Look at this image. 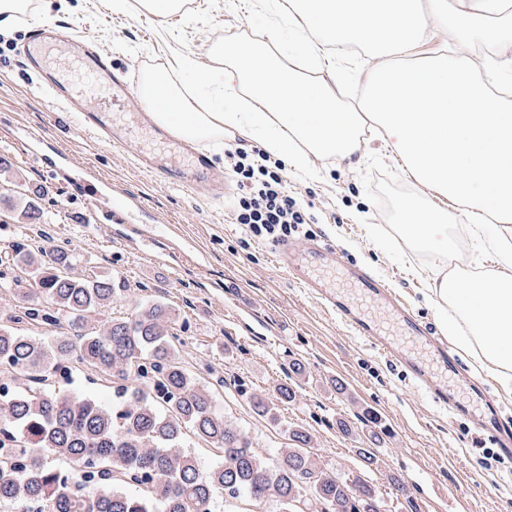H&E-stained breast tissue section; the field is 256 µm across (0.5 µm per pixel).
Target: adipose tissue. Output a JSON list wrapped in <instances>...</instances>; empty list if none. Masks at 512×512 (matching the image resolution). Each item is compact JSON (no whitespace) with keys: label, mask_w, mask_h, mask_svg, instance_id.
Wrapping results in <instances>:
<instances>
[{"label":"adipose tissue","mask_w":512,"mask_h":512,"mask_svg":"<svg viewBox=\"0 0 512 512\" xmlns=\"http://www.w3.org/2000/svg\"><path fill=\"white\" fill-rule=\"evenodd\" d=\"M284 21L269 26L266 41L225 51L215 47L214 67L185 86L150 73L158 88L148 99L161 127L203 149L224 145V130L259 138L272 157L310 174V155L360 164L365 119L389 141L406 173L462 208L493 214L502 271L459 277L465 257L452 258L428 283L425 299L458 350L512 393V101L489 86L487 73L465 49L479 35L512 49V0H291ZM441 26L460 51L436 53L417 65H391L387 54L406 55ZM297 36L299 53L316 61L329 43L347 41L367 56L366 94L358 108L340 100L341 72L328 66L309 79L281 33ZM246 90L261 112H228L223 91ZM400 232L413 245L448 234V213L401 205Z\"/></svg>","instance_id":"adipose-tissue-1"}]
</instances>
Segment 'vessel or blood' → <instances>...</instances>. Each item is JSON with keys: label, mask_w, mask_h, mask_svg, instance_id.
Returning a JSON list of instances; mask_svg holds the SVG:
<instances>
[{"label": "vessel or blood", "mask_w": 512, "mask_h": 512, "mask_svg": "<svg viewBox=\"0 0 512 512\" xmlns=\"http://www.w3.org/2000/svg\"><path fill=\"white\" fill-rule=\"evenodd\" d=\"M24 58L41 74L39 92L50 95L66 112L75 113L79 125L95 140L119 148H133L145 171L164 174L197 195L226 188L218 163L188 144L158 134L163 150L137 143L133 129L145 126V115L132 111L149 96V88L135 77L115 72L92 45L63 34L58 28L36 29L24 48ZM93 77L111 88L112 108L93 107L80 78ZM276 268L345 324L366 346L387 362L405 370L430 401L451 416H466L475 431L489 436L503 456L512 458V414L491 401L482 384L462 370L447 341L436 336L432 325L419 316L389 284L366 268L337 262L325 241L289 240L273 250Z\"/></svg>", "instance_id": "obj_1"}]
</instances>
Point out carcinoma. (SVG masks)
<instances>
[{"mask_svg": "<svg viewBox=\"0 0 512 512\" xmlns=\"http://www.w3.org/2000/svg\"><path fill=\"white\" fill-rule=\"evenodd\" d=\"M38 197L21 211L27 224L45 223ZM4 263L24 274V316L54 328L65 316L72 335L45 341L0 324V364L29 382L0 386V512H215L221 495L257 506L272 500L277 512H299L300 503L311 512H381L378 487L324 469L305 431H292L294 446L268 465L181 365L166 305L152 303L132 320L104 319L124 283L75 275L70 251L17 242ZM74 358L115 384L112 405L42 387L57 374L71 380ZM130 378L144 386L126 385ZM187 431L222 451L217 467L202 469L186 450ZM131 484L142 493L127 492Z\"/></svg>", "mask_w": 512, "mask_h": 512, "instance_id": "obj_1", "label": "carcinoma"}]
</instances>
